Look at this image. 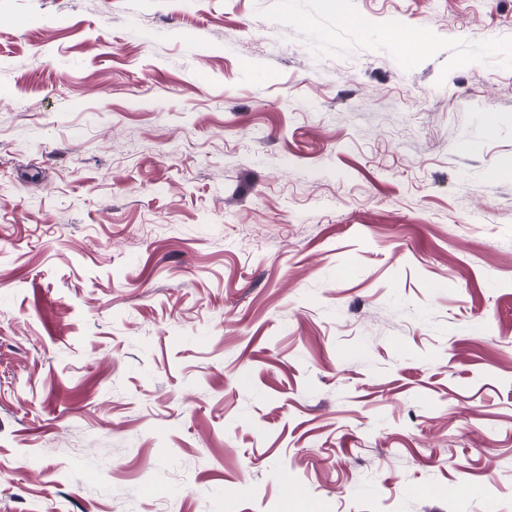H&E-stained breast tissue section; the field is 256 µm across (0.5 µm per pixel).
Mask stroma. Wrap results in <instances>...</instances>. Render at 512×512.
<instances>
[{
    "instance_id": "35a3bbf8",
    "label": "stroma",
    "mask_w": 512,
    "mask_h": 512,
    "mask_svg": "<svg viewBox=\"0 0 512 512\" xmlns=\"http://www.w3.org/2000/svg\"><path fill=\"white\" fill-rule=\"evenodd\" d=\"M345 7L0 0V512H512V0Z\"/></svg>"
}]
</instances>
